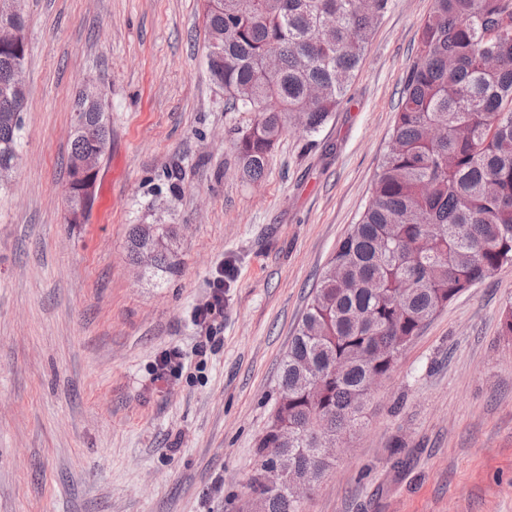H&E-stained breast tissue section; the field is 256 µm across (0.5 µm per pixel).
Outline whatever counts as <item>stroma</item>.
<instances>
[{
    "mask_svg": "<svg viewBox=\"0 0 512 512\" xmlns=\"http://www.w3.org/2000/svg\"><path fill=\"white\" fill-rule=\"evenodd\" d=\"M432 0H393L346 100L243 177L207 68L204 0H21L20 164L0 198V512H249L281 361L358 222ZM111 142L65 221L73 97ZM178 227L176 269L130 263V225ZM224 312L198 323L210 283ZM512 265L437 312L373 393L302 512H512Z\"/></svg>",
    "mask_w": 512,
    "mask_h": 512,
    "instance_id": "1",
    "label": "stroma"
}]
</instances>
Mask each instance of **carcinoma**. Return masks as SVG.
<instances>
[{"label": "carcinoma", "instance_id": "obj_1", "mask_svg": "<svg viewBox=\"0 0 512 512\" xmlns=\"http://www.w3.org/2000/svg\"><path fill=\"white\" fill-rule=\"evenodd\" d=\"M392 0H205L223 53L215 83L228 112H252L235 150L259 179L293 125L315 133L347 95L375 24ZM279 68L270 72L266 59ZM84 131L69 157L110 138L108 114L77 96ZM22 122L0 98V190L8 187ZM388 149L359 222L330 258L291 339L280 398L257 442L259 470L282 465L317 483L328 467L313 445L327 426L361 424L362 390L461 293L512 264V0H433L419 33ZM175 224H133L131 261L154 253L155 276L174 272ZM263 512H301L289 488Z\"/></svg>", "mask_w": 512, "mask_h": 512}]
</instances>
